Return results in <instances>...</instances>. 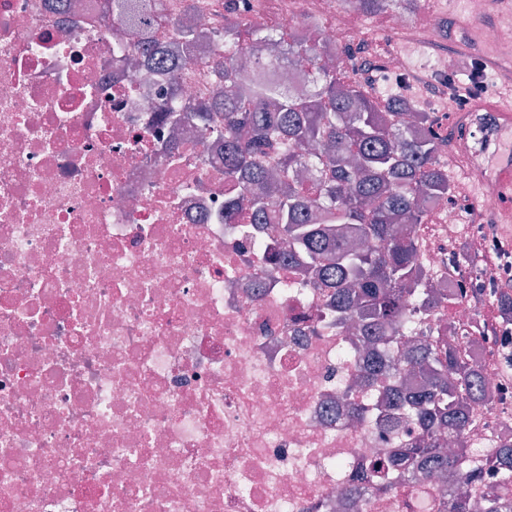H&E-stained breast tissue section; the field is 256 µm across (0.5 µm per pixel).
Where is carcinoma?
I'll return each instance as SVG.
<instances>
[{
  "mask_svg": "<svg viewBox=\"0 0 512 512\" xmlns=\"http://www.w3.org/2000/svg\"><path fill=\"white\" fill-rule=\"evenodd\" d=\"M164 0H112V13L130 34L153 19ZM246 0H227L224 44L216 46L224 80L222 107L200 106L194 118L212 138L224 141V176L250 192L224 204V223H236L239 207L252 209L254 223L273 213L288 240V263L316 272L317 287L336 300L342 325L365 336L422 333L417 311L453 294L421 284L414 226L425 223L428 204L452 194L441 165L448 138L435 120L404 95L378 98L366 88L355 52H335L336 61L312 40L276 42L251 30ZM272 51L267 60L251 56L252 43ZM138 56L164 63L163 52L145 41ZM303 74L306 90L294 93L279 74L282 64ZM475 305L492 298L512 322V293L471 288ZM428 343L404 348L393 363L399 378L412 373L417 388L403 385L392 396L396 423L422 428L420 436L387 459L368 463L363 480L376 486L396 470L414 475L456 478L446 492V512H512V504L488 492L472 497L470 487L483 470L494 487L512 491V439L483 451L461 445L447 453L443 437L463 440L469 424L468 401L487 399L480 366L435 329Z\"/></svg>",
  "mask_w": 512,
  "mask_h": 512,
  "instance_id": "carcinoma-1",
  "label": "carcinoma"
}]
</instances>
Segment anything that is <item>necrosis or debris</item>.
Returning <instances> with one entry per match:
<instances>
[{
  "mask_svg": "<svg viewBox=\"0 0 512 512\" xmlns=\"http://www.w3.org/2000/svg\"><path fill=\"white\" fill-rule=\"evenodd\" d=\"M0 0V512H442L438 480L358 485L406 446L385 403L361 389L375 341L337 326L313 279L280 265L286 240L241 209L224 148L197 125L173 134L169 103L215 96L224 0L166 5L153 35L189 60L178 83L135 64L109 0ZM334 0H248L260 30L287 27L329 49L363 42L367 17ZM328 13L320 28L309 13ZM196 30L193 45L176 38ZM400 81L435 77L427 105L452 120L496 209L468 106L448 108V62L367 54ZM415 228L435 287L462 288L451 259L462 213L443 198ZM493 401L470 405L467 443L512 433V383L466 342Z\"/></svg>",
  "mask_w": 512,
  "mask_h": 512,
  "instance_id": "obj_1",
  "label": "necrosis or debris"
}]
</instances>
